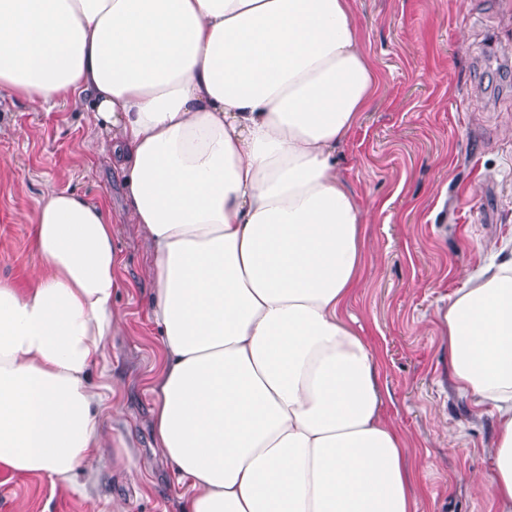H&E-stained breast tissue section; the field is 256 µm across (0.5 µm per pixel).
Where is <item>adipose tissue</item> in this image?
<instances>
[{"mask_svg": "<svg viewBox=\"0 0 512 512\" xmlns=\"http://www.w3.org/2000/svg\"><path fill=\"white\" fill-rule=\"evenodd\" d=\"M379 86L352 0H0V94L90 110L152 262L156 448L182 512H418L380 360L346 318L366 214L335 166ZM104 202L47 189L43 265L0 279V470L67 492L107 439L93 381L123 324ZM439 319L453 378L492 407L512 512V255Z\"/></svg>", "mask_w": 512, "mask_h": 512, "instance_id": "adipose-tissue-1", "label": "adipose tissue"}]
</instances>
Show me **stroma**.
I'll use <instances>...</instances> for the list:
<instances>
[{
	"mask_svg": "<svg viewBox=\"0 0 512 512\" xmlns=\"http://www.w3.org/2000/svg\"><path fill=\"white\" fill-rule=\"evenodd\" d=\"M353 18L380 83L336 153L371 212L365 281L346 312L381 356L383 408L407 440L419 512H493L494 416L458 393L438 313L487 244L512 246V0H354ZM50 185L104 198L118 225L113 304L124 324L106 355L114 413L104 424L129 442L135 465L100 463L84 495L0 471V512H180L189 486L150 428V253L124 221L111 147L87 110L1 95V278L38 266L32 222Z\"/></svg>",
	"mask_w": 512,
	"mask_h": 512,
	"instance_id": "35a3bbf8",
	"label": "stroma"
}]
</instances>
